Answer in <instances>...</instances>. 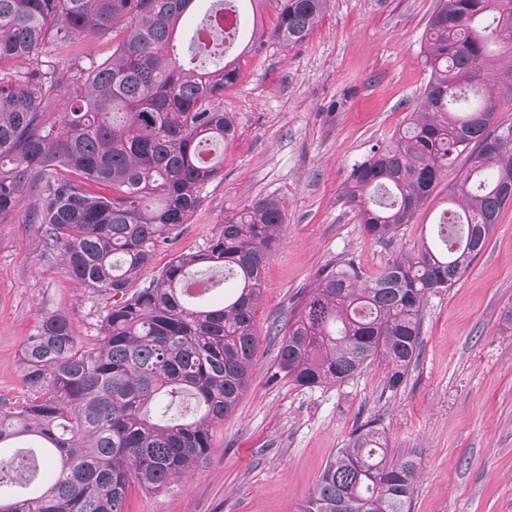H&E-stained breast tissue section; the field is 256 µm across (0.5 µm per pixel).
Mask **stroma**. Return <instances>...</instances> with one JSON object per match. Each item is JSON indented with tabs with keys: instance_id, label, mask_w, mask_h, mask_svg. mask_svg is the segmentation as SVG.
Listing matches in <instances>:
<instances>
[{
	"instance_id": "stroma-1",
	"label": "stroma",
	"mask_w": 512,
	"mask_h": 512,
	"mask_svg": "<svg viewBox=\"0 0 512 512\" xmlns=\"http://www.w3.org/2000/svg\"><path fill=\"white\" fill-rule=\"evenodd\" d=\"M437 0H328L309 37L245 51L242 31L228 53L241 79L224 93L236 136L224 169L176 240L156 251L144 279L175 255L205 249L224 217L273 198L281 240L263 273L255 317L261 339L248 391L212 432L202 468L154 495L132 489L125 512H303L326 464L353 431L384 430L396 453L416 451L412 512H512V207L457 284L431 294L405 386L388 391L374 364L337 385L304 388L280 371L283 324L319 275L353 261L374 277L421 233L468 166L444 173L413 223L388 242L369 237L342 191L372 146L404 127L429 76L422 33ZM26 192L0 223V400L26 397L22 350L47 312L65 313L91 339L109 295L71 279L44 251Z\"/></svg>"
}]
</instances>
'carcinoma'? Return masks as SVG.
Here are the masks:
<instances>
[{
    "mask_svg": "<svg viewBox=\"0 0 512 512\" xmlns=\"http://www.w3.org/2000/svg\"><path fill=\"white\" fill-rule=\"evenodd\" d=\"M194 0H0V223L36 190L31 215L45 250L93 293L115 298L94 342L70 319L46 314L23 347L24 399L0 407V485L53 479L35 492L0 488V512H124L129 491L162 494L209 458L214 426L235 411L257 361L255 315L264 268L283 212L259 199L224 217L208 246L174 256L130 291L154 252L175 239L224 169L211 155L235 136L224 90L240 79L224 60L241 25L211 40L193 33L188 64L174 53L176 26ZM273 29L252 28L245 48L303 43L328 0H278ZM120 37L112 58L84 65L39 58L46 44L82 34ZM429 70L409 125L357 164L343 199L365 232L393 239L413 222L442 174L465 153L469 166L444 201L435 238L404 251L372 279L351 262L319 275L288 318L279 368L301 387L336 385L378 363L385 385L407 381L427 297L453 287L512 206V125L487 77L512 61V0H439L423 35ZM221 265L235 277L222 304L200 306L186 287ZM193 401V417L170 413ZM160 407V418L148 415ZM417 456L396 454L383 432L356 430L325 466L304 512H411Z\"/></svg>",
    "mask_w": 512,
    "mask_h": 512,
    "instance_id": "cac0c4a2",
    "label": "carcinoma"
}]
</instances>
